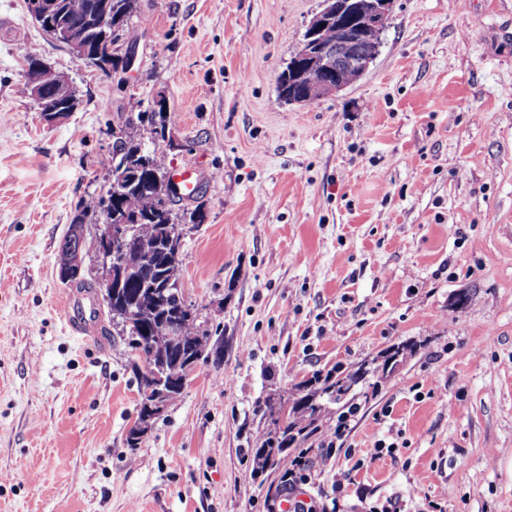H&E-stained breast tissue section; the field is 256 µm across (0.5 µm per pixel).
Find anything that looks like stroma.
I'll return each mask as SVG.
<instances>
[{
	"label": "stroma",
	"instance_id": "1",
	"mask_svg": "<svg viewBox=\"0 0 512 512\" xmlns=\"http://www.w3.org/2000/svg\"><path fill=\"white\" fill-rule=\"evenodd\" d=\"M322 0H139L106 74L0 0V512H274L282 458L255 480L247 453L268 393L314 372L403 359L303 490L422 512H512V0H394L366 74L287 104L283 70ZM69 79L79 107L43 122L19 87L29 58ZM167 106L164 133L132 101ZM200 172L176 198L188 303L219 325L199 367L137 447L143 366L102 301L90 340L57 256L86 226L102 273L113 131ZM203 208V223L184 215ZM393 453L371 458L376 441Z\"/></svg>",
	"mask_w": 512,
	"mask_h": 512
}]
</instances>
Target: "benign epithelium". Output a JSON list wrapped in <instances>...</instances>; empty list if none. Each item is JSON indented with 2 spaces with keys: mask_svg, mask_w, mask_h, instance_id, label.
Listing matches in <instances>:
<instances>
[{
  "mask_svg": "<svg viewBox=\"0 0 512 512\" xmlns=\"http://www.w3.org/2000/svg\"><path fill=\"white\" fill-rule=\"evenodd\" d=\"M393 3L394 0H324L323 9L310 21L300 49L288 67V102L311 103L360 78L378 55V39L390 19ZM57 5V0H30L29 13L41 29L66 45L77 59L102 71L111 70L112 65L100 61L91 49V35H105L112 29L108 0L96 3L83 26L56 22ZM330 27L336 28L343 38L326 41L323 35ZM48 70L50 67L34 58L26 77L37 112L46 123L57 124L76 110L78 101L65 78L50 91L44 87L42 74ZM139 178V173L127 170L124 164L112 166V186L116 188L131 189ZM134 228L127 219L114 216L96 239L103 269L98 285L105 295L123 281L124 268L117 256L126 251Z\"/></svg>",
  "mask_w": 512,
  "mask_h": 512,
  "instance_id": "7a95c632",
  "label": "benign epithelium"
}]
</instances>
